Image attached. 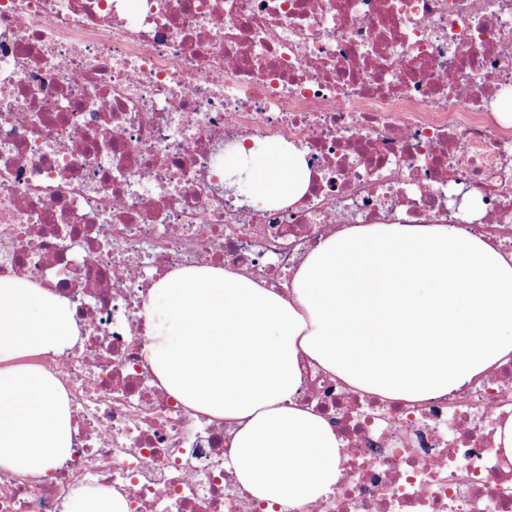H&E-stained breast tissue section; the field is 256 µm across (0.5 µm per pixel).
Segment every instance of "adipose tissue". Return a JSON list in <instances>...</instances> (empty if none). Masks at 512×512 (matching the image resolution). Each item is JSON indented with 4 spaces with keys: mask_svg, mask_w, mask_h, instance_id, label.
<instances>
[{
    "mask_svg": "<svg viewBox=\"0 0 512 512\" xmlns=\"http://www.w3.org/2000/svg\"><path fill=\"white\" fill-rule=\"evenodd\" d=\"M303 151L273 142L224 159L251 200L297 199ZM142 353L187 407L233 424L227 465L257 500L297 507L331 492L343 448L303 407L302 360L348 385L421 402L469 386L512 358V252L457 224L342 228L300 261L289 296L230 268L188 266L157 278L143 311ZM75 310L60 294L0 277V468L45 476L69 456L63 386L31 355L72 348ZM65 512H125L106 489L73 490Z\"/></svg>",
    "mask_w": 512,
    "mask_h": 512,
    "instance_id": "ef3b65f1",
    "label": "adipose tissue"
}]
</instances>
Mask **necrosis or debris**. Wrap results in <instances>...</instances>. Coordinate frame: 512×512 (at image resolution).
<instances>
[{"label": "necrosis or debris", "mask_w": 512, "mask_h": 512, "mask_svg": "<svg viewBox=\"0 0 512 512\" xmlns=\"http://www.w3.org/2000/svg\"><path fill=\"white\" fill-rule=\"evenodd\" d=\"M512 0H0V276L69 298L80 343L41 358L75 432L48 478L0 469V512L78 487L126 512H286L224 467L230 427L141 355L153 279L213 265L284 289L354 224H461L512 249ZM305 152L260 206L218 174L242 142ZM302 405L346 448L293 512H512V361L465 391L387 400L304 364Z\"/></svg>", "instance_id": "obj_1"}]
</instances>
